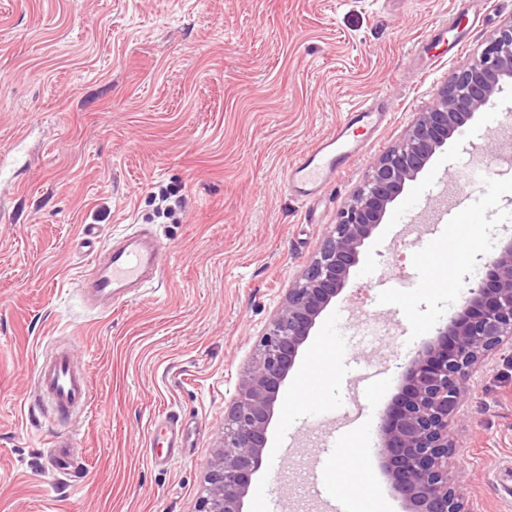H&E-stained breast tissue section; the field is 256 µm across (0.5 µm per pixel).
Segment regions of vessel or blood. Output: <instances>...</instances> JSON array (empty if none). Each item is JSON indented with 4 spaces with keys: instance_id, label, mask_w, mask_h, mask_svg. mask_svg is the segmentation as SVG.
<instances>
[{
    "instance_id": "obj_1",
    "label": "vessel or blood",
    "mask_w": 512,
    "mask_h": 512,
    "mask_svg": "<svg viewBox=\"0 0 512 512\" xmlns=\"http://www.w3.org/2000/svg\"><path fill=\"white\" fill-rule=\"evenodd\" d=\"M391 110L392 103L386 98L351 110L343 122L290 163L287 171L290 192L309 198L334 181L364 146L363 137L355 133L356 128H363L365 135L374 133L383 126ZM158 254V245H145L135 239L108 245L80 277L86 303L94 308H108L126 300L131 287H143L156 278ZM37 389L36 407L47 408L59 423H68L89 408L90 390L76 360L75 344L55 346L44 356L37 371ZM354 434L351 427L338 431L311 464L309 492L313 497L327 500L329 512H356L357 509V500L350 492L335 490L329 467L332 458L348 454ZM155 442L165 447L166 459L177 457L184 446V434L177 420L168 417L157 422ZM52 448L53 467L66 471L72 459L73 438H57Z\"/></svg>"
}]
</instances>
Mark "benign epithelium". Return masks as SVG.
Instances as JSON below:
<instances>
[{
	"instance_id": "benign-epithelium-1",
	"label": "benign epithelium",
	"mask_w": 512,
	"mask_h": 512,
	"mask_svg": "<svg viewBox=\"0 0 512 512\" xmlns=\"http://www.w3.org/2000/svg\"><path fill=\"white\" fill-rule=\"evenodd\" d=\"M512 79V20L494 30L477 60L459 71L433 107L376 160L367 182L338 211L318 251L294 281L238 383L224 438L197 512H242L267 447L278 396L317 320L346 287L388 206L476 112ZM512 343V240L486 264L463 305L423 342L380 419L376 453L405 512H469L459 476L448 474L456 447L451 423L485 359Z\"/></svg>"
}]
</instances>
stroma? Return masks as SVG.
Returning <instances> with one entry per match:
<instances>
[{"label": "stroma", "mask_w": 512, "mask_h": 512, "mask_svg": "<svg viewBox=\"0 0 512 512\" xmlns=\"http://www.w3.org/2000/svg\"><path fill=\"white\" fill-rule=\"evenodd\" d=\"M458 0H0V152L26 159L0 185V512H196L210 464L268 323L338 210L486 37L512 0H469L466 45L433 59ZM395 109L348 171L291 196L288 164L377 96ZM407 182L318 319L281 389L314 382L320 414L276 409L243 512H325L307 461L329 419L365 405L363 447L331 467L345 489L402 512L375 452L398 375L512 240V154L486 127L512 114V79ZM411 212H404L406 200ZM468 206L486 236L451 235ZM148 231L152 290L102 313L78 277L80 227ZM392 283L382 294L367 279ZM76 340L91 388L67 473L55 422L32 412L43 351ZM178 418L179 458L154 464L152 425ZM448 471L469 512H512V348L473 375Z\"/></svg>", "instance_id": "stroma-1"}]
</instances>
